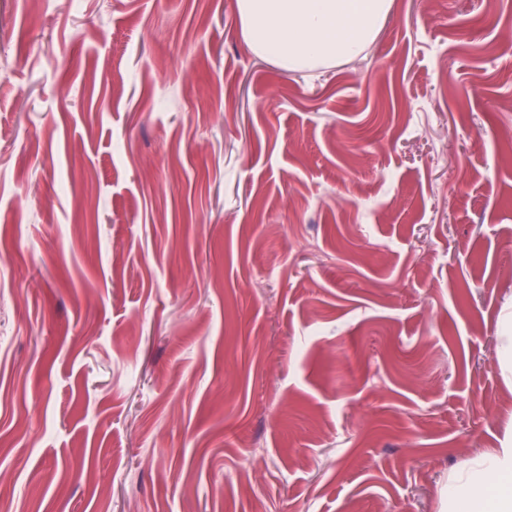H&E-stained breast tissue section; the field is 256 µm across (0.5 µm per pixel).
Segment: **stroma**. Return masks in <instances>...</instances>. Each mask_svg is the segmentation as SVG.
<instances>
[{
  "instance_id": "35a3bbf8",
  "label": "stroma",
  "mask_w": 512,
  "mask_h": 512,
  "mask_svg": "<svg viewBox=\"0 0 512 512\" xmlns=\"http://www.w3.org/2000/svg\"><path fill=\"white\" fill-rule=\"evenodd\" d=\"M510 324L512 0H0V512H442ZM391 0H238L252 52L293 71L358 57L380 32Z\"/></svg>"
}]
</instances>
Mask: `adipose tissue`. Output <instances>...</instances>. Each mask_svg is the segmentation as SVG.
Instances as JSON below:
<instances>
[{
  "instance_id": "adipose-tissue-1",
  "label": "adipose tissue",
  "mask_w": 512,
  "mask_h": 512,
  "mask_svg": "<svg viewBox=\"0 0 512 512\" xmlns=\"http://www.w3.org/2000/svg\"><path fill=\"white\" fill-rule=\"evenodd\" d=\"M391 0H237L252 52L294 71L358 57L380 32ZM512 481V442L463 462L448 481V512H512V484L495 494L487 478Z\"/></svg>"
}]
</instances>
